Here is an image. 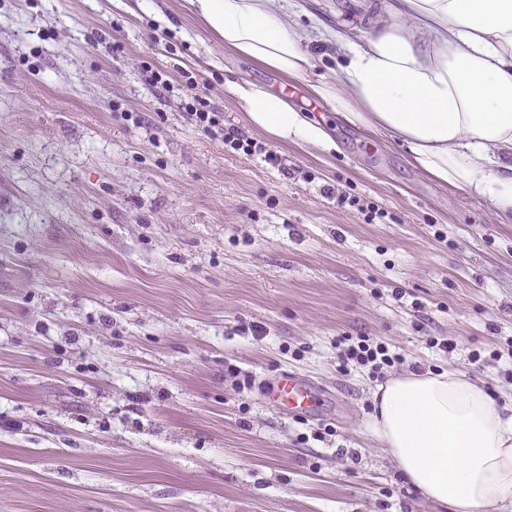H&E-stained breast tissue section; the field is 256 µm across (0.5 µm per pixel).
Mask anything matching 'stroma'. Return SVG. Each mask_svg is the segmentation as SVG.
<instances>
[{"label":"stroma","mask_w":512,"mask_h":512,"mask_svg":"<svg viewBox=\"0 0 512 512\" xmlns=\"http://www.w3.org/2000/svg\"><path fill=\"white\" fill-rule=\"evenodd\" d=\"M370 2L271 6L368 33ZM149 3L0 0V512H441L374 433L373 394L418 362L512 399V223L317 100L336 48L291 78L187 0ZM186 72L283 169L202 132ZM243 80L291 86L334 149L253 125ZM342 336L403 360L340 367ZM283 370L322 415L266 397Z\"/></svg>","instance_id":"obj_1"}]
</instances>
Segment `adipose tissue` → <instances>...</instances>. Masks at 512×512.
<instances>
[{"label":"adipose tissue","instance_id":"ef3b65f1","mask_svg":"<svg viewBox=\"0 0 512 512\" xmlns=\"http://www.w3.org/2000/svg\"><path fill=\"white\" fill-rule=\"evenodd\" d=\"M225 48L300 78L315 35L270 0H188ZM399 22L366 38L337 27L348 56L315 93L346 122L405 144L411 163L512 218V0H392ZM251 122L276 137L332 148L281 96L244 80ZM375 432L402 475L448 512L512 505V401L448 368L391 379L375 395Z\"/></svg>","mask_w":512,"mask_h":512}]
</instances>
